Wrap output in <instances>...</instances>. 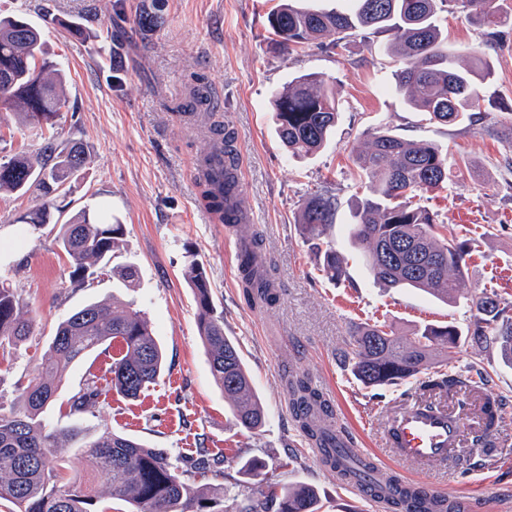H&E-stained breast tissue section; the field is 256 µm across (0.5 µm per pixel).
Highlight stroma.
Here are the masks:
<instances>
[{"instance_id":"obj_1","label":"stroma","mask_w":512,"mask_h":512,"mask_svg":"<svg viewBox=\"0 0 512 512\" xmlns=\"http://www.w3.org/2000/svg\"><path fill=\"white\" fill-rule=\"evenodd\" d=\"M278 0H0V14L19 15L42 31L51 58L62 63L69 106L51 131L57 149L81 142L91 158L83 179L64 201L66 214L91 205L124 226L114 261L134 263L138 285L127 288L101 269L74 282L68 257L49 228L19 223L36 195L0 194V278L19 296L32 320L29 339L0 345V407L18 401V386L32 378L61 321L92 301L116 300L142 310L165 349L166 370L138 398L110 387L109 367L121 345L70 367L48 423L69 419L68 400L88 381L104 393L83 415L91 433L109 429L140 439L174 457L198 449L222 458L220 473L196 475L200 485L222 483L225 497L261 480L313 485L320 512H379L346 488L297 427L289 384L307 374L328 401L334 421L359 445L388 456L381 436L386 415L403 405L413 381L365 387L342 352L350 325L381 321L400 336L425 324L462 329L454 358L437 370L481 376L504 410L480 447L478 471L449 458L426 466L407 461L405 479L441 495L478 499L481 512H512V366L492 344H476L464 331L489 294L512 309V25L492 39L486 27L445 12L441 24L453 46L482 53L492 74L481 86L477 121L454 126L423 121L390 82L385 37L353 38L345 54L328 44L292 51L275 48L266 17ZM320 73L336 85L339 120L319 153L291 157L275 132L273 97L293 77ZM206 83L217 117L233 131L246 205L256 221L220 223L199 201L198 162L211 145L206 114L180 112L196 82ZM389 127L400 136L442 146L451 170L423 206L454 226L472 252L465 283L453 304L422 291L388 288L369 273L364 251L350 231L359 195L353 149ZM39 132L0 112V158L35 152ZM330 191L337 209L327 238L349 257L347 278L330 280L298 229L310 194ZM263 237L262 257L278 299L251 304L243 296L233 241ZM202 262L213 301L224 313V333L238 345L266 408V424L248 432L235 421L210 375L199 336L194 290L185 276L191 259Z\"/></svg>"}]
</instances>
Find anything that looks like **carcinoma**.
I'll list each match as a JSON object with an SVG mask.
<instances>
[{
	"instance_id": "1",
	"label": "carcinoma",
	"mask_w": 512,
	"mask_h": 512,
	"mask_svg": "<svg viewBox=\"0 0 512 512\" xmlns=\"http://www.w3.org/2000/svg\"><path fill=\"white\" fill-rule=\"evenodd\" d=\"M503 0H349L341 9L312 10L281 0L267 15L268 31L278 48L291 49L325 38L331 47L344 50L349 39L386 34V52L393 58L391 75L395 90L405 102L429 120L454 124L480 107L476 72L487 62L473 55L468 69L457 65L459 50L448 47L439 24V12L450 7L481 26L495 28L512 22V10ZM64 68L46 56L41 33L20 17L0 18V101L16 121L43 131L53 125L66 107ZM209 104L207 87L193 90L187 110ZM333 81L318 73L303 74L274 96L276 133L294 156L311 155L325 147L338 120ZM211 135L225 143L224 188L217 189L212 173L199 174L206 207L226 224L232 223L227 196L236 178L233 132L226 126L210 127ZM360 171L362 195L353 213L352 237L366 250L370 271L388 288H416L444 302L453 301L467 272L466 243L454 227L440 224L424 206L415 202L448 182V154L431 142L402 138L388 128L372 133L365 150L352 151ZM90 158L82 146L56 151L46 141L32 155H14L0 161V193H35L41 203L19 217L35 228L57 227L55 240L68 256L78 282L92 275L90 269L106 266L119 248L124 225L102 220L90 207H82L60 221L56 200L82 178ZM336 199L326 193L311 195L298 215V228L315 250L325 275L337 282L345 278L346 258L325 239L333 222ZM258 237L245 244L239 255L241 283L253 298L272 304L274 283L257 264ZM187 278L197 290L198 327L209 356L210 374L224 391L237 423L248 432L261 428L266 413L253 379L235 343L224 335V314L217 311L202 264L191 260ZM112 277L127 288L137 287L136 267L118 264ZM473 340L491 336L503 363L512 366V316L493 298L476 302ZM32 322L25 317L20 299L0 281V344L19 343L30 336ZM461 332L454 325H426L410 338H401L383 324L363 323L350 331L346 357L355 378L366 387L408 379L428 370L432 352L457 348ZM124 353L112 360V390L136 398L162 373L165 351L141 311L90 303L59 323L49 344L51 357L20 388L18 405L0 408V500L14 512H101L98 496L81 475L67 472L65 454L88 462L94 478L122 512H224V487L199 488L189 482V469L211 467L204 455L185 464L172 459L163 448H151L123 433L105 429L85 432L76 420L96 404L101 392L90 384L69 399L74 420L52 426L43 414L63 386L66 370L112 341ZM290 411L318 447L323 461L340 468L336 447L329 445L321 417L330 416L328 404L312 385L298 375L290 384ZM235 512H319L316 490L307 485L253 484L238 490Z\"/></svg>"
}]
</instances>
